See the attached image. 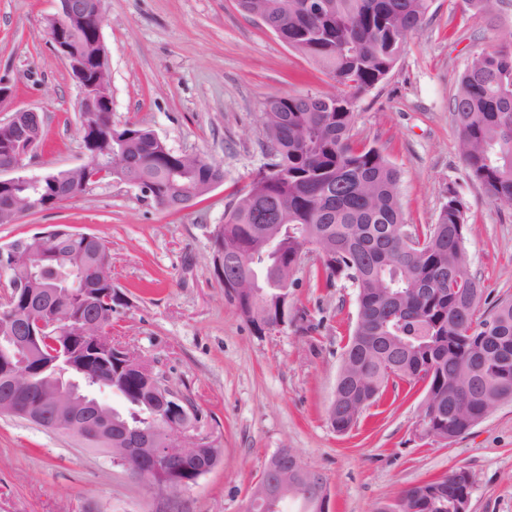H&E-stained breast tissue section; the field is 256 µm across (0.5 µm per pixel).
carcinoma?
<instances>
[{"instance_id":"carcinoma-1","label":"carcinoma","mask_w":512,"mask_h":512,"mask_svg":"<svg viewBox=\"0 0 512 512\" xmlns=\"http://www.w3.org/2000/svg\"><path fill=\"white\" fill-rule=\"evenodd\" d=\"M323 12L307 0H237L245 14L267 15L266 28L318 64L339 92L287 94L268 100L262 120L268 135L265 167L250 189L224 213L221 225L224 266L238 283H224L241 315L256 334L262 324L251 317L258 307L268 317L279 311V271L293 266L315 246L317 277L324 287L346 283L355 293L357 321L343 353L350 381L336 396V431L354 423L362 395L378 397L390 382L423 381L437 412L425 409L434 439L466 434L499 402L512 401V299L488 301L471 270L465 247V207L453 190L434 224H410L400 202V171L375 148L352 142L357 96L380 83L397 63L407 36L425 23L430 0H325ZM477 14H494L508 0H463ZM449 111L463 162L493 202L512 203V44L475 51L459 78ZM101 138L96 151L125 149L121 180L155 191L158 204L179 212L191 193L205 194L208 183L224 179V167L208 157L184 160L163 149V141L137 123L112 138V113L96 114ZM0 136V157L34 151ZM74 195L73 178L59 170L34 188L38 209L57 207ZM45 245L24 237L60 288L77 307L88 301L112 327V306L98 284L96 269L112 263L105 240L83 244L73 229L55 226ZM110 393L126 402L119 423L165 432L153 417L152 395L143 383L118 379ZM473 481L464 468L425 490L411 489L398 512H454L457 496L470 495Z\"/></svg>"}]
</instances>
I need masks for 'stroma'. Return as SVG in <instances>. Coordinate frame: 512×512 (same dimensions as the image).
Instances as JSON below:
<instances>
[{"mask_svg":"<svg viewBox=\"0 0 512 512\" xmlns=\"http://www.w3.org/2000/svg\"><path fill=\"white\" fill-rule=\"evenodd\" d=\"M112 125L136 122L178 153L224 166V182L177 213L104 179L57 208L0 224V245L50 225L103 238L112 251V335L148 359L187 399L195 430L223 448L198 483L167 498L101 451L0 416V512H245L268 459L290 448L327 480L330 512H376L457 468L474 482L469 512H512V402L468 434L420 439L424 383L388 387L347 433L333 400L357 304L352 289L321 286L308 251L290 291L292 319L260 336L213 274V232L266 162L261 111L285 94L333 83L313 61L245 17L236 0H104ZM54 0H0V83L37 112L43 142L25 160L40 174L84 164L80 90L43 35ZM512 41V8L494 17L461 0H431L386 78L355 101L354 140L400 171L413 224H432L448 191L466 205L471 268L491 298L512 296V204L492 202L466 169L449 103L479 47Z\"/></svg>","mask_w":512,"mask_h":512,"instance_id":"1","label":"stroma"}]
</instances>
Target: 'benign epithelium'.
<instances>
[{"instance_id":"obj_1","label":"benign epithelium","mask_w":512,"mask_h":512,"mask_svg":"<svg viewBox=\"0 0 512 512\" xmlns=\"http://www.w3.org/2000/svg\"><path fill=\"white\" fill-rule=\"evenodd\" d=\"M56 12L48 19L44 35L54 50L65 60L80 89L78 112L85 133H90L86 117L97 112L112 111L111 64L102 39L106 23L103 0H55ZM13 132L16 139H35L41 134V124L33 110H17L9 120L0 123ZM23 156L0 161V189L8 188L11 196L6 208H31V194L17 193L14 187L37 183L41 175L22 176ZM97 172L92 180L120 174V152L98 157L93 162ZM0 252L28 269L31 279L42 278L39 263L23 242L0 246ZM299 266L283 273L280 312L266 320L265 332L279 331L288 326L289 288ZM10 293L0 303V329L5 336V356L0 358V415H13L20 399H27L33 412L45 417L51 428L59 427L81 443L95 437H105L116 463L135 480L164 496L182 491V482L175 479L182 470L201 458L200 449L215 441L194 433L188 423V411L178 406L180 398L162 382L153 366L144 358L112 341L101 332V316L96 312L61 315L54 313L59 295L52 289L31 288L30 279L9 280ZM58 336L56 347H65L68 354L79 358V375L60 370L49 379L42 378L46 369L40 341L45 336ZM130 374L142 379L154 389L166 432L154 429L112 431V408L93 399L83 390L86 384L103 380L111 382L113 373ZM174 476L158 480L160 468ZM305 496L314 500L321 512H329L330 496L323 474L307 465L291 448H282L271 456L270 468L255 484L251 503H278L288 497Z\"/></svg>"}]
</instances>
